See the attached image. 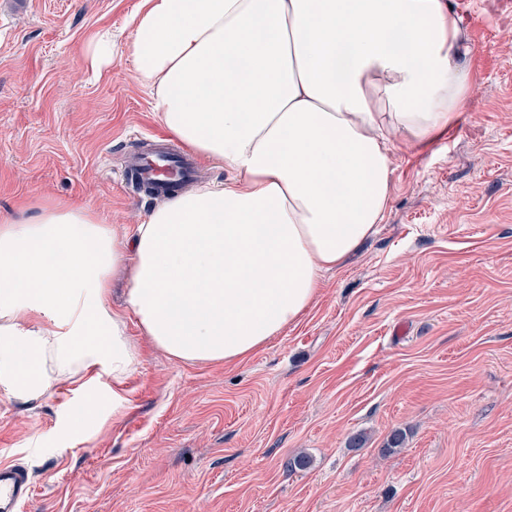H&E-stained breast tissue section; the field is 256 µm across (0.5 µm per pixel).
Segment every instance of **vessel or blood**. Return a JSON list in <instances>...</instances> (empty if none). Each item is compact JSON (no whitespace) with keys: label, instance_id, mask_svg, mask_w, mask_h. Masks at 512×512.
Instances as JSON below:
<instances>
[{"label":"vessel or blood","instance_id":"obj_1","mask_svg":"<svg viewBox=\"0 0 512 512\" xmlns=\"http://www.w3.org/2000/svg\"><path fill=\"white\" fill-rule=\"evenodd\" d=\"M123 177L140 190L166 195L179 190L196 174L194 163L176 148L157 143L142 151L119 157ZM32 495L27 472L18 466L0 465V512H20Z\"/></svg>","mask_w":512,"mask_h":512}]
</instances>
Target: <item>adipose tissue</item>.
<instances>
[{"instance_id":"obj_1","label":"adipose tissue","mask_w":512,"mask_h":512,"mask_svg":"<svg viewBox=\"0 0 512 512\" xmlns=\"http://www.w3.org/2000/svg\"><path fill=\"white\" fill-rule=\"evenodd\" d=\"M132 27L158 121L227 176L122 232L66 202L0 217V387L18 397L102 364L123 385L131 316L173 361L249 359L383 222L395 144H433L474 84L449 0H142Z\"/></svg>"}]
</instances>
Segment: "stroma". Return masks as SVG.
Listing matches in <instances>:
<instances>
[{"label": "stroma", "mask_w": 512, "mask_h": 512, "mask_svg": "<svg viewBox=\"0 0 512 512\" xmlns=\"http://www.w3.org/2000/svg\"><path fill=\"white\" fill-rule=\"evenodd\" d=\"M141 0H0V214L66 200L131 228L154 199L108 156L164 137L116 51ZM465 14L468 110L397 146L382 224L302 319L246 361L177 363L135 319L138 364L55 393L0 388V463L24 512H512V5ZM99 414L76 415L86 400ZM402 430V448L386 441ZM367 437L351 447L353 435ZM306 456L308 468L291 462ZM115 45L111 29L99 30L95 34L89 49L92 67L108 65L112 61ZM28 473L17 465H0V511L19 512L32 495Z\"/></svg>", "instance_id": "obj_1"}]
</instances>
